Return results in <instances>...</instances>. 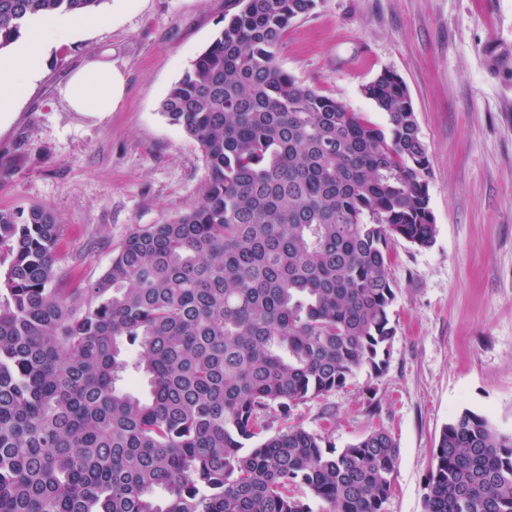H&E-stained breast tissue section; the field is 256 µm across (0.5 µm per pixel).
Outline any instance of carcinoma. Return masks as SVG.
I'll return each mask as SVG.
<instances>
[{"label":"carcinoma","instance_id":"obj_1","mask_svg":"<svg viewBox=\"0 0 512 512\" xmlns=\"http://www.w3.org/2000/svg\"><path fill=\"white\" fill-rule=\"evenodd\" d=\"M102 2L0 0V50ZM237 2L161 103L205 159L195 206L77 288L55 214L0 209V512H383L388 432L338 451L265 420L385 367L389 243L436 234L428 146L398 74L363 87L381 126L279 67L318 0ZM129 367L147 398L117 390ZM426 512H512V437L469 410L444 425Z\"/></svg>","mask_w":512,"mask_h":512}]
</instances>
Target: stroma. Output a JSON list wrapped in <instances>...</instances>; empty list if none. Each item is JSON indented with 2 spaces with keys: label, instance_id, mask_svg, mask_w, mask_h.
<instances>
[{
  "label": "stroma",
  "instance_id": "stroma-1",
  "mask_svg": "<svg viewBox=\"0 0 512 512\" xmlns=\"http://www.w3.org/2000/svg\"><path fill=\"white\" fill-rule=\"evenodd\" d=\"M236 10L235 0H138L54 48L0 120V208L56 214V264L71 286L105 270L135 228L174 222L199 201L202 152L160 104ZM93 58L126 78L104 117L73 111L61 93ZM278 63L382 125L362 88L397 73L429 149L437 233L426 248L390 244L396 335L385 369H358L291 415L338 449L387 431L400 457L384 512H425L445 424L469 410L512 436V0H319L289 28Z\"/></svg>",
  "mask_w": 512,
  "mask_h": 512
}]
</instances>
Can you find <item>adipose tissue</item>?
Segmentation results:
<instances>
[{"instance_id": "obj_1", "label": "adipose tissue", "mask_w": 512, "mask_h": 512, "mask_svg": "<svg viewBox=\"0 0 512 512\" xmlns=\"http://www.w3.org/2000/svg\"><path fill=\"white\" fill-rule=\"evenodd\" d=\"M102 22L99 16L80 18L69 13L34 21L14 52L0 55V117L13 112L28 88L40 79L44 57L51 48ZM125 88V77L118 69L92 59L70 76L64 95L75 111L104 116L119 107Z\"/></svg>"}]
</instances>
